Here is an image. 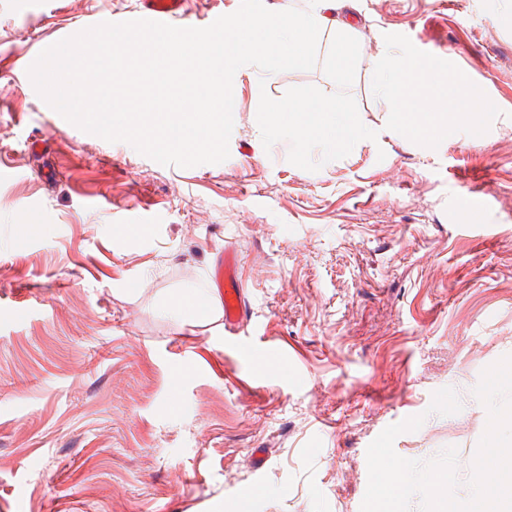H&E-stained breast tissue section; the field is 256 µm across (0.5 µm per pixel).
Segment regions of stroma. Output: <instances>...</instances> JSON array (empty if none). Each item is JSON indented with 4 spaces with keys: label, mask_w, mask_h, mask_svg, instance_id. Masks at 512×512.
Returning <instances> with one entry per match:
<instances>
[{
    "label": "stroma",
    "mask_w": 512,
    "mask_h": 512,
    "mask_svg": "<svg viewBox=\"0 0 512 512\" xmlns=\"http://www.w3.org/2000/svg\"><path fill=\"white\" fill-rule=\"evenodd\" d=\"M139 7L0 0V512H360L368 445L419 414L396 452L456 447L467 498L488 421L473 389L512 355V0H357L348 92L377 138L327 163L313 151L314 172L288 142L264 149L257 109L292 87L337 92L328 34L313 69L242 78L220 164L160 165L22 79L47 47ZM396 52L490 100L481 135L457 118L434 141L402 131L373 73ZM476 191L479 222L456 205ZM228 247L252 309L233 334ZM193 288L213 311L185 323L172 307ZM237 339L287 358L254 363ZM444 387L462 410L428 414Z\"/></svg>",
    "instance_id": "obj_1"
}]
</instances>
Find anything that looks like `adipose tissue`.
<instances>
[{"instance_id": "adipose-tissue-1", "label": "adipose tissue", "mask_w": 512, "mask_h": 512, "mask_svg": "<svg viewBox=\"0 0 512 512\" xmlns=\"http://www.w3.org/2000/svg\"><path fill=\"white\" fill-rule=\"evenodd\" d=\"M440 77L438 61H416L405 55L387 57L375 69L381 98L400 127L412 137L425 140L443 130L441 113L463 117L474 126L480 114L489 109L479 99L449 96L447 88L440 84Z\"/></svg>"}]
</instances>
